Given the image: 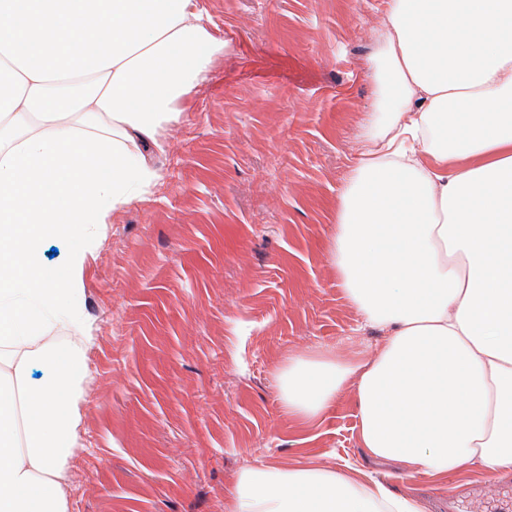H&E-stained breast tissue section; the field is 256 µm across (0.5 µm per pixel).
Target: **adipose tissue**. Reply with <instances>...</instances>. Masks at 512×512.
I'll list each match as a JSON object with an SVG mask.
<instances>
[{"instance_id":"ef3b65f1","label":"adipose tissue","mask_w":512,"mask_h":512,"mask_svg":"<svg viewBox=\"0 0 512 512\" xmlns=\"http://www.w3.org/2000/svg\"><path fill=\"white\" fill-rule=\"evenodd\" d=\"M224 48L198 0H0V512H67L88 228L161 175L134 152ZM367 143L328 252L375 355L318 352L279 376L312 421L356 391L363 453L405 475L512 474V0H390L369 65ZM65 240L64 269L43 246ZM51 371L31 383L34 368ZM230 512H422L330 469L248 467Z\"/></svg>"}]
</instances>
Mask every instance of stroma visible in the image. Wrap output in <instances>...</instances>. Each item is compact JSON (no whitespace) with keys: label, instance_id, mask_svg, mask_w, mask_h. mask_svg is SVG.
Instances as JSON below:
<instances>
[{"label":"stroma","instance_id":"stroma-1","mask_svg":"<svg viewBox=\"0 0 512 512\" xmlns=\"http://www.w3.org/2000/svg\"><path fill=\"white\" fill-rule=\"evenodd\" d=\"M199 4L224 52L149 147L160 180L92 232L69 512H228L244 468L348 460L423 512H486L511 478L474 465L409 479L366 460L353 388L309 424L280 401L289 358L356 360L384 340L345 298L328 241L388 0Z\"/></svg>","mask_w":512,"mask_h":512}]
</instances>
